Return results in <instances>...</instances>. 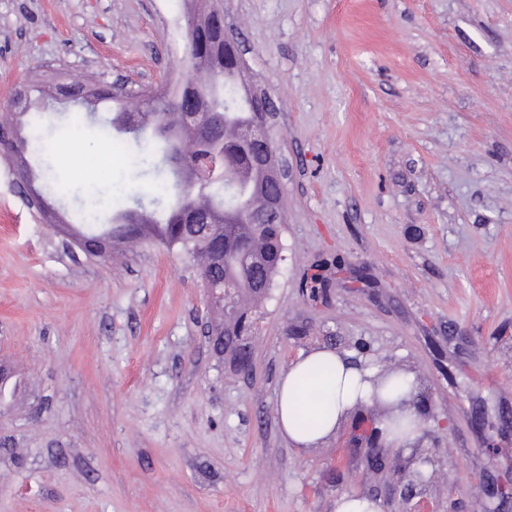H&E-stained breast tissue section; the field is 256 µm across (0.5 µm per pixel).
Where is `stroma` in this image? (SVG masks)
Returning a JSON list of instances; mask_svg holds the SVG:
<instances>
[{
    "label": "stroma",
    "instance_id": "obj_1",
    "mask_svg": "<svg viewBox=\"0 0 512 512\" xmlns=\"http://www.w3.org/2000/svg\"><path fill=\"white\" fill-rule=\"evenodd\" d=\"M287 166L285 260L252 368L208 342L197 268L149 242L87 255L0 159V512H399L356 422L302 452L276 424L302 352L364 343L420 377L439 446L422 499L512 512V0H219ZM163 0H0V104L22 85L175 89L190 59ZM48 115L58 207L163 210L146 145ZM111 156L101 175L94 163ZM329 290L312 301L305 277Z\"/></svg>",
    "mask_w": 512,
    "mask_h": 512
}]
</instances>
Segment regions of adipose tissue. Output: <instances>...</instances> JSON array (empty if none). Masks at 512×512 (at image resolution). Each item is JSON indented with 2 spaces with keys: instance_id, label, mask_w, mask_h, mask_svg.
<instances>
[{
  "instance_id": "1",
  "label": "adipose tissue",
  "mask_w": 512,
  "mask_h": 512,
  "mask_svg": "<svg viewBox=\"0 0 512 512\" xmlns=\"http://www.w3.org/2000/svg\"><path fill=\"white\" fill-rule=\"evenodd\" d=\"M326 365L327 371L317 384L323 392L318 402H308L304 378L314 366ZM377 368L364 367L356 362L352 353L328 346H317L301 353L281 373L277 382L276 418L278 429L289 447L307 450L332 438L340 427L360 407L374 403V378ZM402 404L394 411L398 426L383 425V441L392 448H411L417 445L427 420L421 407L411 399L420 389L414 373L398 375ZM312 418V428H300L298 414Z\"/></svg>"
}]
</instances>
